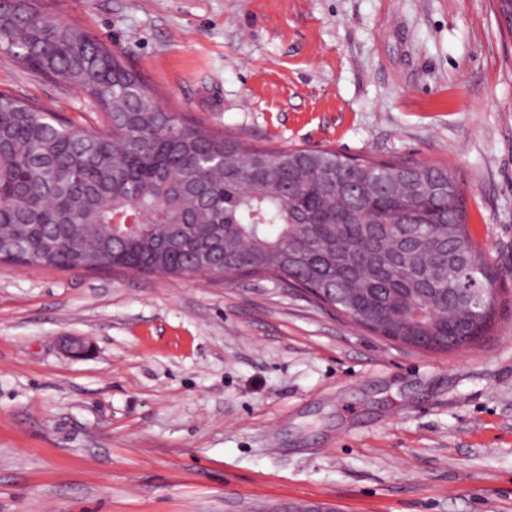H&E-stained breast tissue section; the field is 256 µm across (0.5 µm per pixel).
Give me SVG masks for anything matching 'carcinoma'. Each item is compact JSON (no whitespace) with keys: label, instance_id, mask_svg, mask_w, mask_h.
I'll return each instance as SVG.
<instances>
[{"label":"carcinoma","instance_id":"carcinoma-1","mask_svg":"<svg viewBox=\"0 0 512 512\" xmlns=\"http://www.w3.org/2000/svg\"><path fill=\"white\" fill-rule=\"evenodd\" d=\"M0 5V53L86 93L87 131L0 93V241L29 267H126L303 288L425 351L493 329V270L440 164L248 145L158 102L125 62L47 0Z\"/></svg>","mask_w":512,"mask_h":512}]
</instances>
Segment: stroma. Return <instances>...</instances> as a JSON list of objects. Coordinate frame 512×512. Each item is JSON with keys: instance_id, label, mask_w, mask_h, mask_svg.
I'll return each instance as SVG.
<instances>
[{"instance_id": "1", "label": "stroma", "mask_w": 512, "mask_h": 512, "mask_svg": "<svg viewBox=\"0 0 512 512\" xmlns=\"http://www.w3.org/2000/svg\"><path fill=\"white\" fill-rule=\"evenodd\" d=\"M250 145L448 166L499 271L424 352L270 280L0 263V512H512V35L495 0H49ZM0 90L100 127L0 54ZM66 336L89 358L60 348Z\"/></svg>"}]
</instances>
